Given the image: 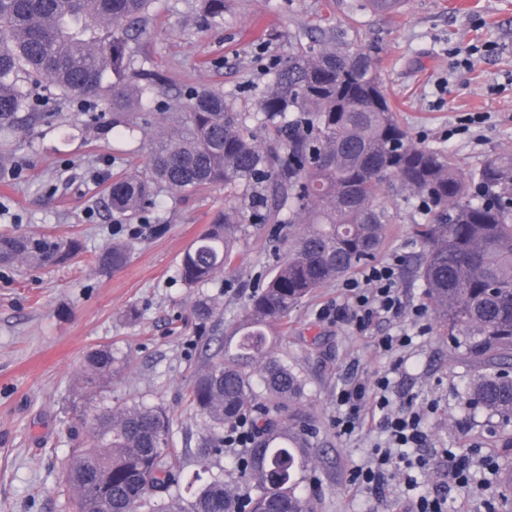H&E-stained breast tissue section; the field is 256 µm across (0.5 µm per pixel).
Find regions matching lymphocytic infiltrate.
<instances>
[{"instance_id": "f902f5d3", "label": "lymphocytic infiltrate", "mask_w": 512, "mask_h": 512, "mask_svg": "<svg viewBox=\"0 0 512 512\" xmlns=\"http://www.w3.org/2000/svg\"><path fill=\"white\" fill-rule=\"evenodd\" d=\"M399 258H392L366 268L360 277L344 282V305L337 316L354 322L357 330H368L379 318L398 316L403 309L398 287ZM389 374L376 377L373 384L355 382L340 389L336 396V429L350 435L362 429L366 417H374L384 432L383 442L375 444L370 459L352 472L357 487L383 496L396 477H409L412 470L425 466L416 453L428 438L423 410L394 407L390 399Z\"/></svg>"}]
</instances>
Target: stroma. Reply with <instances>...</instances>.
<instances>
[{"label":"stroma","mask_w":512,"mask_h":512,"mask_svg":"<svg viewBox=\"0 0 512 512\" xmlns=\"http://www.w3.org/2000/svg\"><path fill=\"white\" fill-rule=\"evenodd\" d=\"M352 0H231L223 21L206 24L198 0H152L145 31H131L138 66L161 73L166 91L190 87L223 91L241 110L253 109L255 88L268 79L271 62L287 56L289 38L309 41L321 16L332 22L354 16L360 45L380 62L385 90L413 140L444 148L466 166L512 152V0H402L398 12H350ZM479 52L474 67L461 64L457 49ZM26 111L38 120L29 137L0 131L8 155L0 174V233L80 236L85 251L69 264L36 271L0 266V512H71L72 493L60 477L73 443L66 420L86 396L78 383L86 354L109 345L127 355L101 395L117 407L146 402L166 409L172 444L184 454V475L196 469L201 426L184 393L205 341L190 315L195 299L176 275L183 250L224 209L236 206L223 188L180 197L161 193L144 219L125 221L107 206L105 187L113 176L143 164L154 129L114 141L78 113L101 112L102 102L60 95L48 83L22 82ZM481 114L483 122L458 131L460 117ZM414 210L402 207L390 225L381 258L410 262L419 246L411 233ZM287 226H249L243 256L209 293L222 311L223 345L234 351L235 329L248 297L272 269L279 237ZM131 243L128 264L98 272L94 254L115 240ZM341 283L320 288L288 316L287 329L270 326L269 351L305 379L303 405L320 434L313 453L314 475L304 494L317 512H388L410 496L397 482L377 501L351 481L353 466L368 461L380 439L374 424L338 435L336 394L349 378H373L395 369L392 397L416 406L431 404L430 439L423 455L429 469L418 472L422 488L448 497V512H486L496 496L488 470L472 466L467 487H457L449 455L480 449L499 469H512V448L490 434L492 420L472 411L465 390L477 369L454 357L435 324L400 350L377 352L376 337L394 332L382 320L355 331L323 308L341 300Z\"/></svg>","instance_id":"obj_1"}]
</instances>
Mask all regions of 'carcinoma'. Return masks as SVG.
Listing matches in <instances>:
<instances>
[{"label": "carcinoma", "mask_w": 512, "mask_h": 512, "mask_svg": "<svg viewBox=\"0 0 512 512\" xmlns=\"http://www.w3.org/2000/svg\"><path fill=\"white\" fill-rule=\"evenodd\" d=\"M224 18L229 0H200ZM151 0H0V129L19 124L18 78L49 80L66 96L112 107L91 116L117 136L156 126L146 168L107 185L112 213L129 220L155 205L159 184L179 195L222 186L239 205L224 210L184 251L177 276L196 293L191 313L218 325L217 299L203 292L240 259L245 224L299 227L250 295L236 329L237 352L205 343L188 386L189 409L204 425L197 461L207 469L224 452V428L242 418L254 437L240 463L248 492H232L217 475L184 498L182 461L170 444V419L157 405L74 409L66 421L75 442L62 466L74 512H316L302 492L312 465L315 420L303 409L294 368L268 350L266 327L327 284L350 276L380 253L388 226L400 219L393 195L415 206L412 233L421 247L412 275L421 281L436 323L482 370L469 385L473 411L501 419L494 436L512 448V154L468 168L451 152L413 140L388 97L380 66L345 26L315 25L317 46L302 41L273 62V78L252 112L224 92L190 88L171 108L144 120L136 109L161 92L160 77L135 67L129 31L145 26ZM85 251L78 236L0 233V265L41 269ZM131 247L114 242L92 258L116 271ZM126 364L110 346L88 353L80 373L93 391ZM257 378L261 390L253 388ZM500 512H512V470L498 477Z\"/></svg>", "instance_id": "cac0c4a2"}]
</instances>
